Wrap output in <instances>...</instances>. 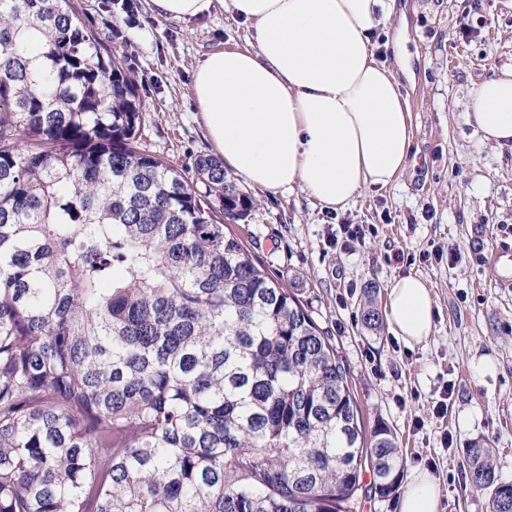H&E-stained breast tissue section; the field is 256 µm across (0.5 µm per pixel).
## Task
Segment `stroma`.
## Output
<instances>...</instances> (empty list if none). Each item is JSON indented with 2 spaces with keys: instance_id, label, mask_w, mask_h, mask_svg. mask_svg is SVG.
<instances>
[{
  "instance_id": "stroma-1",
  "label": "stroma",
  "mask_w": 512,
  "mask_h": 512,
  "mask_svg": "<svg viewBox=\"0 0 512 512\" xmlns=\"http://www.w3.org/2000/svg\"><path fill=\"white\" fill-rule=\"evenodd\" d=\"M83 22L137 77L145 109V151L197 182L194 162L212 156L192 92L193 71L215 50L252 48L248 29L226 9L183 21L137 0L129 25L108 0H77ZM410 59L402 76L412 117L410 160L394 184L364 191L342 210L312 203L301 189L271 195L238 181L253 205L229 230L271 275L297 288L336 345L366 426L398 436L404 476L424 468L440 489V512H488L466 479V450L492 444L497 471L512 483V291L483 264L512 240V143L484 142L472 118L471 88L512 69V0H397ZM360 238L338 246L341 227ZM416 274L434 301V329L415 346L367 330L361 304H385L390 283ZM452 388L448 410L435 406Z\"/></svg>"
}]
</instances>
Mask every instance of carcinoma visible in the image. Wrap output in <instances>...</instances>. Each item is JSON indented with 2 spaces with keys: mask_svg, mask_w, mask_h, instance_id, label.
<instances>
[{
  "mask_svg": "<svg viewBox=\"0 0 512 512\" xmlns=\"http://www.w3.org/2000/svg\"><path fill=\"white\" fill-rule=\"evenodd\" d=\"M143 112L74 0H0V512H352L366 470L390 495L396 434L225 232L252 201L142 150ZM467 465L512 512L494 450Z\"/></svg>",
  "mask_w": 512,
  "mask_h": 512,
  "instance_id": "1",
  "label": "carcinoma"
}]
</instances>
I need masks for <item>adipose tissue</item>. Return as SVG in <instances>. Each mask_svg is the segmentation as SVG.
Wrapping results in <instances>:
<instances>
[{
    "label": "adipose tissue",
    "mask_w": 512,
    "mask_h": 512,
    "mask_svg": "<svg viewBox=\"0 0 512 512\" xmlns=\"http://www.w3.org/2000/svg\"><path fill=\"white\" fill-rule=\"evenodd\" d=\"M228 7L255 47L208 53L192 84L225 165L265 192L298 188L331 210L389 187L409 160L411 110L371 37L390 29L395 0H228ZM471 100L483 141L512 142V71L476 84ZM386 311L406 344L431 335L434 304L419 276L392 281ZM400 508L440 512L427 471L414 473Z\"/></svg>",
    "instance_id": "obj_1"
}]
</instances>
